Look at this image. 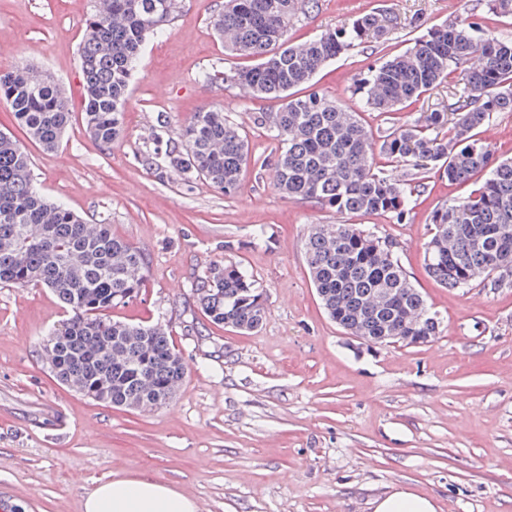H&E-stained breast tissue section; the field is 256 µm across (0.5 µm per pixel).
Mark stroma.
Here are the masks:
<instances>
[{"instance_id":"1","label":"stroma","mask_w":512,"mask_h":512,"mask_svg":"<svg viewBox=\"0 0 512 512\" xmlns=\"http://www.w3.org/2000/svg\"><path fill=\"white\" fill-rule=\"evenodd\" d=\"M224 0H182L161 39L147 40L124 107L122 135L104 149L80 114L79 47L92 0H0V74L51 72L75 118L59 148L28 142L5 101L0 129L24 141L36 186L86 221L144 248L141 296L110 313L166 325L187 365L173 401L121 410L61 385L42 342L66 312L47 288L0 285V496L25 512H83L86 494L116 477L167 483L198 512H372L396 483L433 497L440 512H512V287L450 289L424 268L432 211L467 197L482 176L449 183L430 170L416 205L394 214H346L291 202L273 187L279 145L255 122L279 108L208 73L252 66L225 52L210 27ZM381 10L385 34L342 54L313 89L358 112L375 141L421 113L444 110L468 67L400 110L364 109L358 75L399 54L437 24L483 17L496 34L512 17L488 0H319L289 39L351 27ZM224 109L243 127L251 161L233 196L205 180L159 175L166 150L197 112ZM314 224H353L391 239L411 281L441 317V334L410 346L370 345L324 312L302 240ZM236 263L266 299L260 330L212 324L193 289L210 267Z\"/></svg>"}]
</instances>
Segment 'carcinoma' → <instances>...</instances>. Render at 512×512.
<instances>
[{
  "mask_svg": "<svg viewBox=\"0 0 512 512\" xmlns=\"http://www.w3.org/2000/svg\"><path fill=\"white\" fill-rule=\"evenodd\" d=\"M181 0H94L80 45L86 131L105 148L121 136L123 109L142 48L163 34ZM298 0H224L211 26L232 54L257 59L224 72V85L258 98L282 100L255 121L277 132L280 149L273 185L290 202L309 201L350 214L393 213L401 219L420 185L393 182L376 169L371 133L350 107L317 92L298 96L341 54L379 34L382 13L356 20L349 30H328L288 43ZM482 67L468 87L450 92L445 112H426L398 127L381 150L410 160L421 173L442 171L451 184L478 171L482 185L467 198L435 209L425 268L446 288L479 282L500 287L499 267L512 264V161L491 163L488 145L473 131L496 112L512 111V35L498 37L465 17L430 28L404 53L361 73L355 92L373 112H394L448 78L472 55ZM6 101L29 139L57 149L72 112L57 81L29 68L0 76ZM183 148L166 153L167 168L189 180L202 177L226 195L235 193L250 161L242 130L222 109H208L180 133ZM32 161L14 137L0 132V284L50 289L68 317L42 344L56 378L82 395L116 408H162L186 374L179 351L161 324L130 325L108 311L136 300L148 272L145 250L90 224L52 201L34 184ZM392 241L337 224L310 227L303 251L310 279L329 318L351 336L373 344H424L440 321L400 265ZM203 314L242 333L257 330L265 304L255 281L236 264L213 267L194 288Z\"/></svg>",
  "mask_w": 512,
  "mask_h": 512,
  "instance_id": "cac0c4a2",
  "label": "carcinoma"
}]
</instances>
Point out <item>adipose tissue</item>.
Here are the masks:
<instances>
[{"label":"adipose tissue","instance_id":"adipose-tissue-1","mask_svg":"<svg viewBox=\"0 0 512 512\" xmlns=\"http://www.w3.org/2000/svg\"><path fill=\"white\" fill-rule=\"evenodd\" d=\"M373 512H439L435 499L406 484L393 485L372 503ZM83 512H196L192 499L165 484L118 478L97 483L86 495Z\"/></svg>","mask_w":512,"mask_h":512}]
</instances>
